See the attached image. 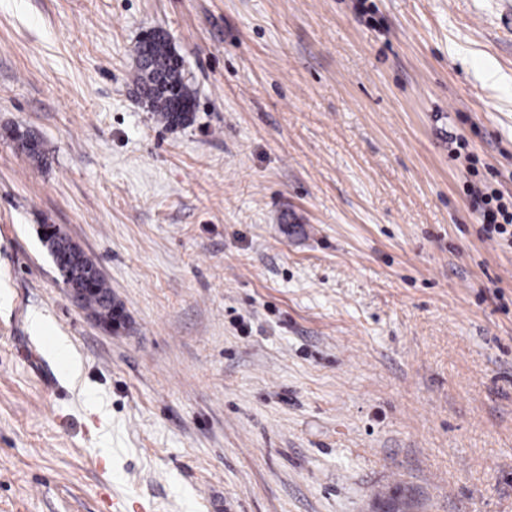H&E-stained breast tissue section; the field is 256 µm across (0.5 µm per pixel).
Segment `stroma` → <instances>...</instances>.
<instances>
[{
    "label": "stroma",
    "mask_w": 512,
    "mask_h": 512,
    "mask_svg": "<svg viewBox=\"0 0 512 512\" xmlns=\"http://www.w3.org/2000/svg\"><path fill=\"white\" fill-rule=\"evenodd\" d=\"M372 2L0 0V512H512V0ZM135 53L139 102L167 128L190 125L195 111L190 105L197 100V92L165 36L154 31L150 39L141 38ZM466 193L479 213L483 235L512 245V202L509 207L496 190L486 185L468 184ZM45 242L63 276L64 283L69 287L70 294L76 301L82 302L85 293L84 288H87L82 304L90 308L95 316L104 314L110 306H112V310L120 309L123 311V306L112 295V290L100 274L92 279L90 284L84 283L86 274L96 265L83 250H76V247L80 248L79 246L72 243L61 233H56ZM75 284L81 288H70Z\"/></svg>",
    "instance_id": "obj_1"
}]
</instances>
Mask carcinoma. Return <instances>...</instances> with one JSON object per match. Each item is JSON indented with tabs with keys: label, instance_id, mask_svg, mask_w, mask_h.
Returning a JSON list of instances; mask_svg holds the SVG:
<instances>
[{
	"label": "carcinoma",
	"instance_id": "cac0c4a2",
	"mask_svg": "<svg viewBox=\"0 0 512 512\" xmlns=\"http://www.w3.org/2000/svg\"><path fill=\"white\" fill-rule=\"evenodd\" d=\"M137 74L134 83L138 87V100L153 112L156 120L168 128L190 125L194 119L191 104L197 100L195 88L185 78L178 55L165 36L153 32L149 39H140L135 48ZM46 245L60 270L67 286L79 285L86 289L83 306L93 314L102 315L109 308L123 309L112 295L102 276L88 284L85 276L95 264L76 244L60 233L46 240Z\"/></svg>",
	"mask_w": 512,
	"mask_h": 512
}]
</instances>
